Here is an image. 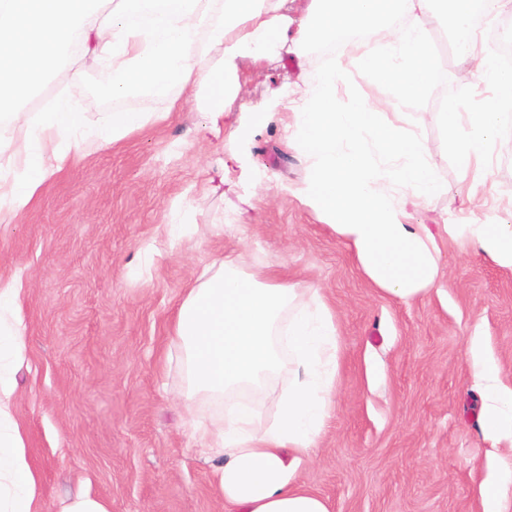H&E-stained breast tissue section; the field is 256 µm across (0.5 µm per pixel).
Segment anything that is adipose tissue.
Segmentation results:
<instances>
[{
  "instance_id": "ef3b65f1",
  "label": "adipose tissue",
  "mask_w": 512,
  "mask_h": 512,
  "mask_svg": "<svg viewBox=\"0 0 512 512\" xmlns=\"http://www.w3.org/2000/svg\"><path fill=\"white\" fill-rule=\"evenodd\" d=\"M287 0H116L101 15L98 0H0V216L14 217L34 202L41 186L82 147L113 143L148 122L167 120L189 82L224 98L223 68L209 65L202 33L224 46L225 61L262 57L296 46L336 43L395 93L380 121L368 101L340 111L336 76H312L293 113L295 146L311 160L306 200L331 221L337 237L383 294L408 303L436 286L439 253L427 225L408 223V208L437 194L441 184L424 159L418 133L400 125L401 107L419 96L432 76L423 17L451 20L459 55L495 90L482 111L448 114V145L462 169L479 165L489 147L512 140V113L499 100L512 96V71L491 66L478 45L476 19H492L504 0H311L297 28L284 12ZM373 29L375 40L353 34ZM112 72L113 97L140 89L163 94L156 112H115L103 122L83 110V74L74 72L67 93L46 111L18 109L70 48ZM501 267L512 269V224L481 218L448 224ZM19 290L0 282V512H41L37 478L14 420L10 397L25 350ZM195 391L224 407L204 429L218 458L215 476L224 512H330L326 501L297 481L322 432L336 394L338 339L335 315L316 288H301L234 261L204 269L188 288L175 322ZM472 373L481 383L480 416L486 438L512 439V387L469 340ZM288 389L263 420L256 392L279 377ZM483 512H512V465L498 467L482 485Z\"/></svg>"
}]
</instances>
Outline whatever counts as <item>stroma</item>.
<instances>
[{"label": "stroma", "instance_id": "1", "mask_svg": "<svg viewBox=\"0 0 512 512\" xmlns=\"http://www.w3.org/2000/svg\"><path fill=\"white\" fill-rule=\"evenodd\" d=\"M425 28L430 46L444 48L440 74L404 110L442 190L410 207L409 221L434 234L442 277L410 303L374 288L328 219L302 202L312 163L293 146L290 113L255 119L282 90L330 69L316 44L230 65L210 44L209 62L226 66L224 107L189 84L181 111L85 146L26 213L0 219V279L19 283L26 325L12 411L42 512L80 495L108 512H224L214 462L184 424L188 382L172 336L200 271L237 255L244 270L320 289L336 316L335 406L299 483L330 512H482L478 486L497 460L512 461V443L482 434L467 346L481 328L512 385V269L443 227L474 215L512 222V145L497 146L480 201H469L445 114L481 111L484 96L459 78L447 17ZM81 63L76 55L52 72L23 108L56 101ZM111 87L110 71H87L92 119L164 105L152 91L113 99ZM391 94L350 61L335 105Z\"/></svg>", "mask_w": 512, "mask_h": 512}]
</instances>
